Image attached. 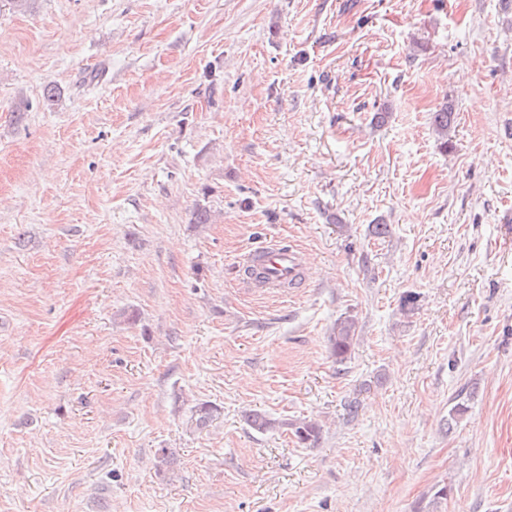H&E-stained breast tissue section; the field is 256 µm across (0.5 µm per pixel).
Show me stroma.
I'll return each instance as SVG.
<instances>
[{"mask_svg":"<svg viewBox=\"0 0 512 512\" xmlns=\"http://www.w3.org/2000/svg\"><path fill=\"white\" fill-rule=\"evenodd\" d=\"M0 512H512V0H0ZM304 255L298 247L273 239L250 254L247 265H254L261 276L260 288H284L301 280ZM355 330V322L351 319L336 322L334 336L331 337V341L337 357H343L348 353L355 339Z\"/></svg>","mask_w":512,"mask_h":512,"instance_id":"35a3bbf8","label":"stroma"}]
</instances>
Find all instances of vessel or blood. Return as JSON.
<instances>
[{
	"label": "vessel or blood",
	"mask_w": 512,
	"mask_h": 512,
	"mask_svg": "<svg viewBox=\"0 0 512 512\" xmlns=\"http://www.w3.org/2000/svg\"><path fill=\"white\" fill-rule=\"evenodd\" d=\"M248 264L254 265L263 288H282L300 282L304 255L294 245L273 239L250 254Z\"/></svg>",
	"instance_id": "1"
}]
</instances>
